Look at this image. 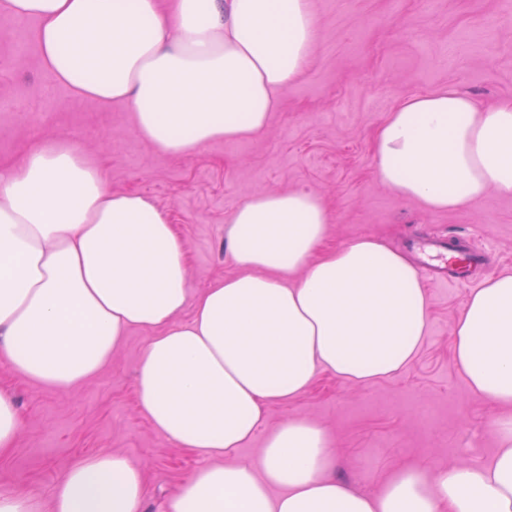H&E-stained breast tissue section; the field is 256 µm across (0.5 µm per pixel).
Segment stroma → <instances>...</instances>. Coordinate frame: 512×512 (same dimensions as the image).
Here are the masks:
<instances>
[{"mask_svg":"<svg viewBox=\"0 0 512 512\" xmlns=\"http://www.w3.org/2000/svg\"><path fill=\"white\" fill-rule=\"evenodd\" d=\"M315 43L302 76L280 94L260 135L217 142L187 157L161 153L135 131L129 108L75 97L44 68L31 37L35 21L0 13V168L11 169L34 145L67 135L102 165L115 192L151 196L168 211L189 262V294L236 274L224 235L254 193L306 190L325 200L330 247L365 236L404 249L410 238L474 236L488 250L484 276L512 271V196L489 192L459 210L433 212L376 177L373 135L402 98L447 85L492 103L512 98V0H310ZM430 328L401 372L352 384L318 374L300 396L265 409L263 429L239 449L256 459L266 430L294 418L325 428L336 476L373 494L408 461L433 470L479 464L497 450L500 409L470 391L453 361L451 330L470 294L424 278ZM149 341L128 331L95 377L68 389L20 378L0 363V391L22 423L0 454V494L31 489L44 501L65 471L114 452L140 466V512H166L179 483L206 465L177 448L141 412L135 373Z\"/></svg>","mask_w":512,"mask_h":512,"instance_id":"stroma-1","label":"stroma"}]
</instances>
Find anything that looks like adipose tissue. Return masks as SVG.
Wrapping results in <instances>:
<instances>
[{"label": "adipose tissue", "instance_id": "adipose-tissue-1", "mask_svg": "<svg viewBox=\"0 0 512 512\" xmlns=\"http://www.w3.org/2000/svg\"><path fill=\"white\" fill-rule=\"evenodd\" d=\"M0 12L36 20L58 83L129 107L138 134L173 156L261 134L315 40L309 0H0ZM372 153L377 178L429 211L512 195V99L482 105L453 85L409 95ZM328 222L315 194L248 197L227 231L237 274L193 298L184 246L149 196L113 192L65 142L34 146L0 172V359L68 388L129 329L150 332L141 407L161 436L209 459L169 512H512V271L485 278L451 332L469 388L503 410L489 461L406 464L367 495L336 479L326 430L303 419L270 430L257 461H234L268 403L322 371L394 375L427 334L417 267L372 236L322 252ZM188 305L192 320L176 325ZM143 499L140 468L106 453L65 472L52 512H140Z\"/></svg>", "mask_w": 512, "mask_h": 512}]
</instances>
